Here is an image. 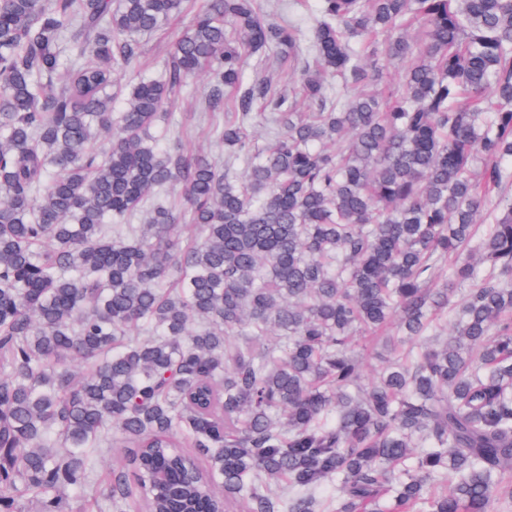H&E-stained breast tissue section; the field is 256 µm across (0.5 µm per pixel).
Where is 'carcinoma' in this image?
<instances>
[{
	"instance_id": "cac0c4a2",
	"label": "carcinoma",
	"mask_w": 512,
	"mask_h": 512,
	"mask_svg": "<svg viewBox=\"0 0 512 512\" xmlns=\"http://www.w3.org/2000/svg\"><path fill=\"white\" fill-rule=\"evenodd\" d=\"M183 5L0 0V512H512V0ZM202 1L186 0L184 11L176 21L167 28L142 38L141 69L147 75H153L162 68L166 58L167 46L173 40L177 30L189 23L194 12L201 6ZM204 86L205 80L198 78L185 93L174 97L168 120L155 130L160 147L178 144L191 153H214L215 149L206 136L203 124L185 114L201 112L198 100L203 96Z\"/></svg>"
}]
</instances>
